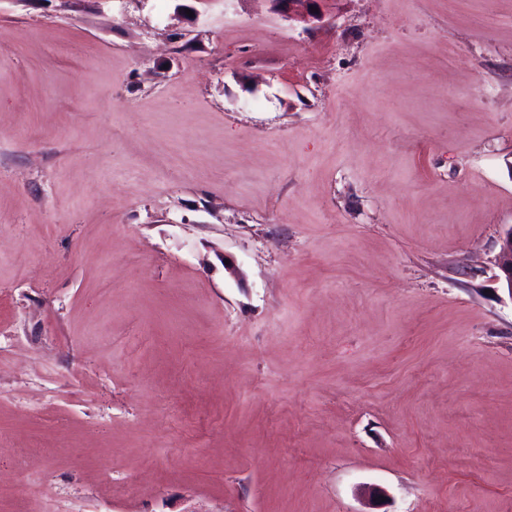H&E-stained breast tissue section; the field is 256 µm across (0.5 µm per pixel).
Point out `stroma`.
I'll use <instances>...</instances> for the list:
<instances>
[{"mask_svg": "<svg viewBox=\"0 0 512 512\" xmlns=\"http://www.w3.org/2000/svg\"><path fill=\"white\" fill-rule=\"evenodd\" d=\"M320 9L0 0V512H512V0ZM276 11L288 20L320 19L319 2L321 0H272ZM315 8V11H312ZM499 250L495 258L496 267L500 272L498 279L503 288L512 296V224L504 225L499 232Z\"/></svg>", "mask_w": 512, "mask_h": 512, "instance_id": "1", "label": "stroma"}]
</instances>
